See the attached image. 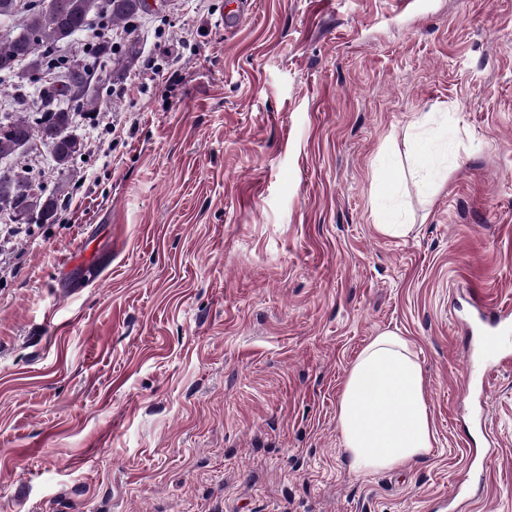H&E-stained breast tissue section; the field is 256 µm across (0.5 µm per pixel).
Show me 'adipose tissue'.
I'll return each mask as SVG.
<instances>
[{
    "label": "adipose tissue",
    "instance_id": "ef3b65f1",
    "mask_svg": "<svg viewBox=\"0 0 512 512\" xmlns=\"http://www.w3.org/2000/svg\"><path fill=\"white\" fill-rule=\"evenodd\" d=\"M337 421L353 473L389 471L431 454L423 369L405 337L385 331L363 348L344 381Z\"/></svg>",
    "mask_w": 512,
    "mask_h": 512
}]
</instances>
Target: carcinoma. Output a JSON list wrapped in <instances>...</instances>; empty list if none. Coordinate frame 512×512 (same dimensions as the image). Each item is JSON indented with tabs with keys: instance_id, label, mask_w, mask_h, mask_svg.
<instances>
[{
	"instance_id": "carcinoma-1",
	"label": "carcinoma",
	"mask_w": 512,
	"mask_h": 512,
	"mask_svg": "<svg viewBox=\"0 0 512 512\" xmlns=\"http://www.w3.org/2000/svg\"><path fill=\"white\" fill-rule=\"evenodd\" d=\"M26 17L15 33L0 39V73L16 79V89L40 86L41 107L32 112L0 114V160L39 141L47 145L56 166L77 162L84 144L73 134L78 114L94 109L100 90L123 77L136 58L129 41L124 57H115L107 31L115 23L142 13L143 0H0V20L19 6ZM99 22V32L80 53L62 56L60 45ZM56 191L35 182L29 173L0 171V213L18 224H43L56 213Z\"/></svg>"
}]
</instances>
